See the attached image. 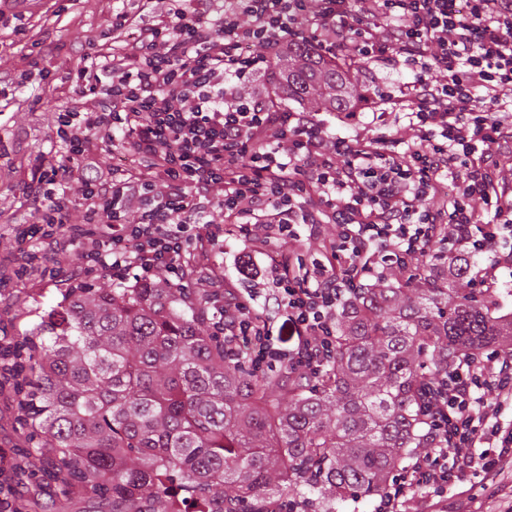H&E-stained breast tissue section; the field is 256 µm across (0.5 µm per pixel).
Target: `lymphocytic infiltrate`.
Segmentation results:
<instances>
[{"mask_svg": "<svg viewBox=\"0 0 512 512\" xmlns=\"http://www.w3.org/2000/svg\"><path fill=\"white\" fill-rule=\"evenodd\" d=\"M188 0L154 15L111 10L106 52L87 57L71 107L59 113L61 154L40 159L26 184L37 239L19 271L39 262L54 274L64 252L77 251L84 276L141 283L159 271L187 281L196 262L218 252L222 223L207 219L215 186L225 216L266 233L260 215L279 208L278 232L327 217L335 232L312 269L279 253L254 277L276 282L262 309L253 294L224 283L213 334L224 355L270 365L321 368L331 357L330 321L351 284L383 274L392 257H426L454 225L458 251L485 254L479 277L494 287L512 270V180L485 164L494 149L512 157V0ZM322 55L359 44L352 64L406 54L420 70L398 96L368 93L371 108L407 115L413 136L388 154L380 138L342 137L326 151V130L311 112L280 111L275 88L248 99L233 83L267 67L250 53L277 50L302 13ZM98 103L87 106L88 97ZM119 151L120 168H102ZM84 221H69L73 209ZM285 317L292 348L276 346L272 325ZM427 446L414 454L374 512H401L420 488L443 492L477 470L501 484L512 467V350L471 358L425 398ZM496 461L476 462L488 438Z\"/></svg>", "mask_w": 512, "mask_h": 512, "instance_id": "obj_1", "label": "lymphocytic infiltrate"}]
</instances>
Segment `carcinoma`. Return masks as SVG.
I'll return each mask as SVG.
<instances>
[{"instance_id":"cac0c4a2","label":"carcinoma","mask_w":512,"mask_h":512,"mask_svg":"<svg viewBox=\"0 0 512 512\" xmlns=\"http://www.w3.org/2000/svg\"><path fill=\"white\" fill-rule=\"evenodd\" d=\"M286 99L352 112L348 71L302 39L269 60ZM427 277L353 289L312 376L259 377L224 358L204 309L166 279L70 288L12 354L28 465L49 512H334L383 495L426 447L435 379L512 347V315L476 296L464 253Z\"/></svg>"}]
</instances>
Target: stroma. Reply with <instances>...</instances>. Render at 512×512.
I'll list each match as a JSON object with an SVG mask.
<instances>
[{
    "label": "stroma",
    "mask_w": 512,
    "mask_h": 512,
    "mask_svg": "<svg viewBox=\"0 0 512 512\" xmlns=\"http://www.w3.org/2000/svg\"><path fill=\"white\" fill-rule=\"evenodd\" d=\"M107 0H24L15 8L14 19L0 30V82L10 85L9 96L0 95V269L8 272L0 282V327L11 336L32 329L51 306L61 301L66 289L76 286L82 274L74 258L61 260L55 276L42 268L30 267L23 276H13L17 232L32 224L33 216L25 201V185L38 159L61 151L56 137V121L61 110L69 107L72 85L84 57L92 48L84 44V30L101 31L105 27ZM332 137H369L376 132L391 134L398 141L409 140L412 132L402 114L373 115L363 108L355 125L341 122L339 116L324 117ZM299 241L281 246L276 238L249 240L236 225L224 228V252L199 266L191 280L194 295L207 294L214 272L225 280L250 291L267 287L264 279H253L243 270V258L257 261L280 249L311 264L320 256V243L332 231L331 225L299 226ZM496 512L498 499L477 478L449 484L441 499L418 493L404 506V512Z\"/></svg>",
    "instance_id": "obj_1"
}]
</instances>
